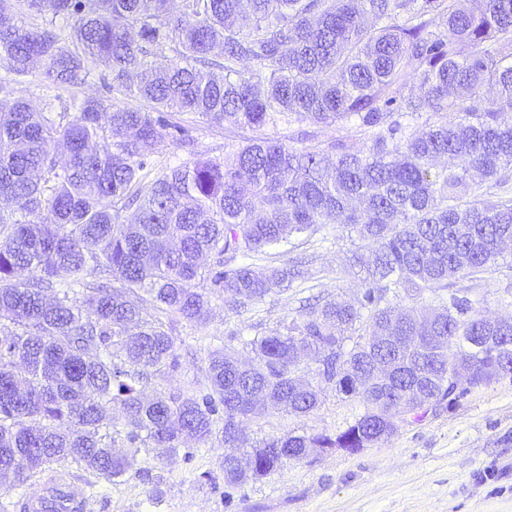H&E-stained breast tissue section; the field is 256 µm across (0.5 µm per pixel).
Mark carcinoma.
Returning <instances> with one entry per match:
<instances>
[{"mask_svg": "<svg viewBox=\"0 0 512 512\" xmlns=\"http://www.w3.org/2000/svg\"><path fill=\"white\" fill-rule=\"evenodd\" d=\"M17 2L0 0V197L14 205L0 210V319L14 327L0 336V466L15 485L69 460L110 483L140 449L175 453L221 420L234 485L338 439L388 440L419 392L453 410L467 394L450 381L459 336L479 342L477 386L512 366V319L448 289L495 272L512 240V199H473L470 182L512 177V0H182L180 12L170 0H25L51 14L34 26L10 23ZM94 67L108 91L148 107L83 97L36 110L13 97L35 73L78 86ZM172 112L282 135L158 168L154 146L194 147ZM304 122L349 125L370 145L288 135ZM57 137L61 166L48 150ZM323 224L371 246L355 302L328 298L250 340L247 364L230 344L213 351L202 388L144 396L152 375L180 367L174 322L209 319L196 281L246 310L304 277L293 259L258 274L255 258ZM98 272L108 280H88ZM139 292L157 315L131 303ZM427 293L436 304H420ZM301 350L322 365L302 366ZM376 363L389 379L349 397L363 412L339 436L288 433L264 442L251 475L232 465L253 394L309 416L324 388L342 396L336 367L362 376ZM303 372L308 391L295 386Z\"/></svg>", "mask_w": 512, "mask_h": 512, "instance_id": "1", "label": "carcinoma"}]
</instances>
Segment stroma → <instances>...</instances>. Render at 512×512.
<instances>
[{
	"mask_svg": "<svg viewBox=\"0 0 512 512\" xmlns=\"http://www.w3.org/2000/svg\"><path fill=\"white\" fill-rule=\"evenodd\" d=\"M14 96L41 104L45 95L103 96L98 77L78 88L47 86L39 75L16 84ZM171 119L193 136L205 158H223L225 147L252 138L253 132L214 124L188 112ZM295 255L308 259L303 280L266 296L248 312L225 310L224 298L198 282L208 295L206 325L179 323L176 330L181 367L154 375L148 392H176L205 385L209 357L223 346L230 331L245 341L301 319L305 300L321 293L355 301L360 294L359 262L370 250L364 241L334 224L301 236ZM506 264L481 279L460 278L495 316L512 318L503 291L512 288V243L504 247ZM357 403L325 389L321 407L312 415L258 413L242 424L250 444L288 432L329 434L344 429L359 413ZM224 441L214 433L208 442L186 440L180 453L158 455L141 449L136 472L112 483L95 477L74 462L62 464L67 480L81 483L89 500L87 512H512V382L472 389L454 410L407 419L386 442L356 454L313 453L284 469L238 485L224 480Z\"/></svg>",
	"mask_w": 512,
	"mask_h": 512,
	"instance_id": "35a3bbf8",
	"label": "stroma"
}]
</instances>
